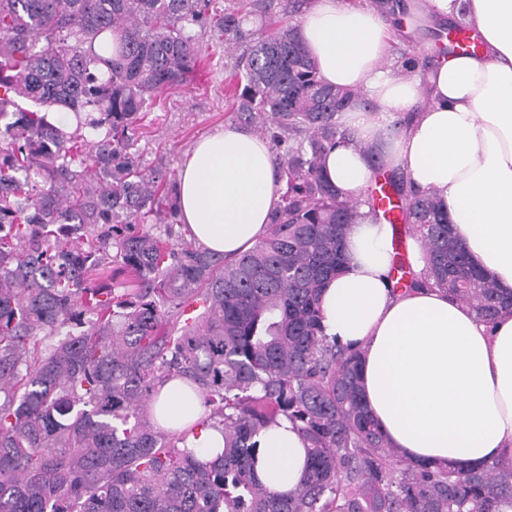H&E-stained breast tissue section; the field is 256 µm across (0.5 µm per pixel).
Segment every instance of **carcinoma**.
Returning a JSON list of instances; mask_svg holds the SVG:
<instances>
[{"mask_svg":"<svg viewBox=\"0 0 512 512\" xmlns=\"http://www.w3.org/2000/svg\"><path fill=\"white\" fill-rule=\"evenodd\" d=\"M307 2L0 0V512L512 510L511 459L396 460L362 402L359 353L323 334L320 294L359 203L321 158L364 98L320 78L299 32ZM202 64L230 72V111L269 139L286 182L233 259L176 230V174L133 152L142 115ZM374 177L396 205L373 189L370 213L419 242L435 286L487 323L512 314L433 196L402 172ZM390 280L421 285L398 251ZM171 380L203 397L198 425L224 439L214 457L154 418ZM280 417L308 442L287 493L253 474V437Z\"/></svg>","mask_w":512,"mask_h":512,"instance_id":"cac0c4a2","label":"carcinoma"}]
</instances>
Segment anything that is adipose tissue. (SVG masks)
Listing matches in <instances>:
<instances>
[{
    "instance_id": "ef3b65f1",
    "label": "adipose tissue",
    "mask_w": 512,
    "mask_h": 512,
    "mask_svg": "<svg viewBox=\"0 0 512 512\" xmlns=\"http://www.w3.org/2000/svg\"><path fill=\"white\" fill-rule=\"evenodd\" d=\"M408 30L464 20L479 34L476 55L441 56L414 75L389 67L396 20L371 5L313 0L300 34L330 85L362 91L347 109L349 136L324 154L329 182L363 197L374 170H398L434 195L470 263L512 291V0H404ZM265 140L228 124L199 140L178 186L180 220L193 238L232 258L252 248L281 196ZM344 240L346 266L322 290L327 341L359 351L363 401L409 463L480 466L512 458V316L482 322L427 284L418 243L408 259L423 287L392 291L389 225L368 206ZM171 431L197 427L192 448L222 447L200 427L202 397L166 383L153 406ZM257 479L285 492L303 478L308 443L287 419L256 435Z\"/></svg>"
}]
</instances>
